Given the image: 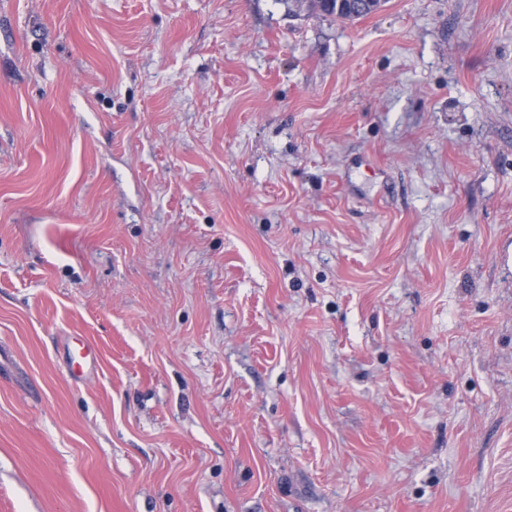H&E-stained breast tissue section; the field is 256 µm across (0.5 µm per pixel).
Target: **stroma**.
Here are the masks:
<instances>
[{"label": "stroma", "mask_w": 512, "mask_h": 512, "mask_svg": "<svg viewBox=\"0 0 512 512\" xmlns=\"http://www.w3.org/2000/svg\"><path fill=\"white\" fill-rule=\"evenodd\" d=\"M0 512H512V0H0ZM342 1H345V0H339L338 2L342 3ZM283 2H284V4L287 5L289 12H291V10H292L295 13H300L301 11H303L306 3H308L310 5L317 6L319 8V10H321L325 14L336 17L338 20L350 21V20L355 19L351 16L352 10L344 3L339 5L337 0H334V3L332 5L327 4L323 0H321V1L320 0H318V1H315V0H291V1L283 0ZM289 2H292L291 9L288 4Z\"/></svg>", "instance_id": "35a3bbf8"}]
</instances>
